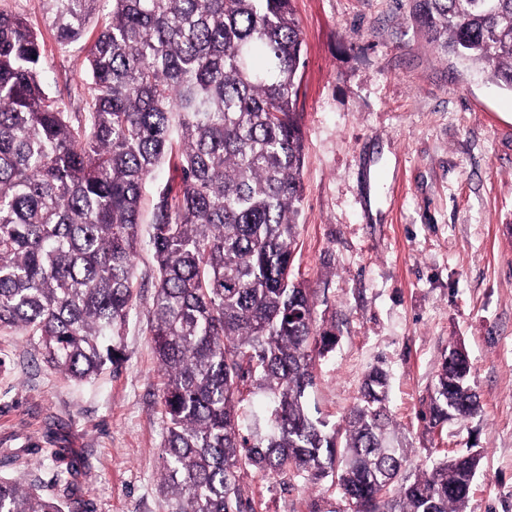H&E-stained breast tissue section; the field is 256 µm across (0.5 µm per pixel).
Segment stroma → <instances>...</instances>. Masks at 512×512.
<instances>
[{
  "label": "stroma",
  "mask_w": 512,
  "mask_h": 512,
  "mask_svg": "<svg viewBox=\"0 0 512 512\" xmlns=\"http://www.w3.org/2000/svg\"><path fill=\"white\" fill-rule=\"evenodd\" d=\"M294 7L305 136L294 276L317 291V329L336 330L310 409L342 425L365 376L382 369L409 471L477 450L466 512H512V91L434 52L410 0ZM43 39L52 95L86 111L91 38ZM135 275L124 361L93 382L52 368L22 331L0 330V457L17 456L10 477L55 495V473L77 470L89 512H167L147 247ZM454 347L472 364L480 411L432 429L430 396ZM242 485L257 512L310 510L303 478L250 469Z\"/></svg>",
  "instance_id": "stroma-1"
}]
</instances>
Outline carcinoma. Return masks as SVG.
<instances>
[{"instance_id":"carcinoma-1","label":"carcinoma","mask_w":512,"mask_h":512,"mask_svg":"<svg viewBox=\"0 0 512 512\" xmlns=\"http://www.w3.org/2000/svg\"><path fill=\"white\" fill-rule=\"evenodd\" d=\"M99 0H43L62 43ZM293 0H112L89 54L91 103L52 99L41 32L0 12V328L37 339L83 383L122 362L134 310L140 204L159 166L148 245L149 334L167 381L161 491L168 512H254L241 473L303 474L348 512H465L479 459L407 472L390 443L388 384L365 378L342 428L307 406L336 336L292 278L304 185L302 57ZM427 43L512 91V0H412ZM472 365L452 349L429 425L478 410ZM268 398L267 430L242 434L243 386ZM0 512H73L0 475Z\"/></svg>"}]
</instances>
